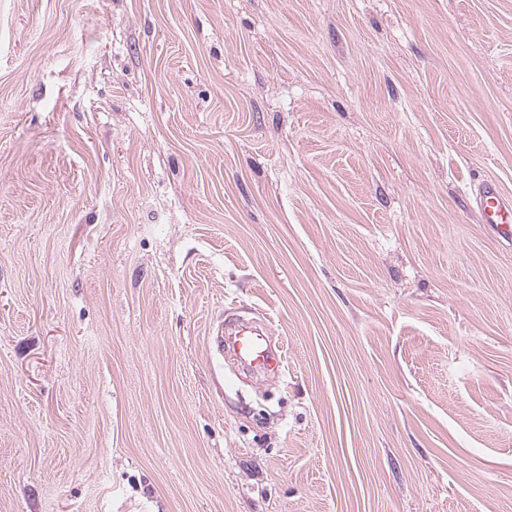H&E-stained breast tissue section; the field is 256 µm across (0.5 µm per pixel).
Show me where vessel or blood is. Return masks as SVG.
<instances>
[{
	"instance_id": "b4317fda",
	"label": "vessel or blood",
	"mask_w": 512,
	"mask_h": 512,
	"mask_svg": "<svg viewBox=\"0 0 512 512\" xmlns=\"http://www.w3.org/2000/svg\"><path fill=\"white\" fill-rule=\"evenodd\" d=\"M482 223L491 226L497 236L512 237V196L495 183H482L477 197ZM217 348L234 359L244 371L260 375L275 372L285 361L284 346L269 340L250 323L236 320L226 323L216 339Z\"/></svg>"
}]
</instances>
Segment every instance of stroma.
<instances>
[{"instance_id": "1", "label": "stroma", "mask_w": 512, "mask_h": 512, "mask_svg": "<svg viewBox=\"0 0 512 512\" xmlns=\"http://www.w3.org/2000/svg\"><path fill=\"white\" fill-rule=\"evenodd\" d=\"M487 179L512 0H0V512H512ZM216 343L221 354L225 352L226 357L234 359L253 375L279 371L285 361L281 341L273 343L262 331L243 320L226 323Z\"/></svg>"}]
</instances>
